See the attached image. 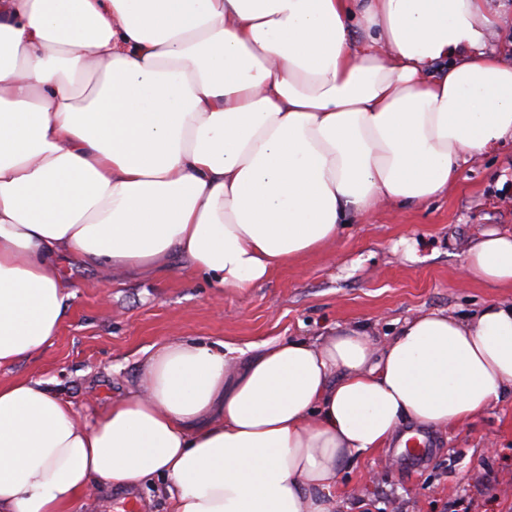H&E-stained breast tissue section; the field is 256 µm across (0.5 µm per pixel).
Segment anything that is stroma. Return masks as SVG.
<instances>
[{"label": "stroma", "mask_w": 512, "mask_h": 512, "mask_svg": "<svg viewBox=\"0 0 512 512\" xmlns=\"http://www.w3.org/2000/svg\"><path fill=\"white\" fill-rule=\"evenodd\" d=\"M512 226V143L464 165L443 199L385 206L347 225L336 243L239 295L217 299L196 275L139 279L64 261L70 297L58 335L32 358L0 367V381L55 380L77 408L100 407L137 384L155 344L172 336L239 349L291 336L315 338L360 322L379 343L408 318L441 311L469 319L508 288L464 280L460 262L484 232ZM430 454L415 465L395 447L345 463L332 493L336 512H512V395L484 417L425 430ZM158 481L91 485L75 512H165Z\"/></svg>", "instance_id": "35a3bbf8"}]
</instances>
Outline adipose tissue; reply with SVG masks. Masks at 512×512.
Listing matches in <instances>:
<instances>
[{
  "label": "adipose tissue",
  "mask_w": 512,
  "mask_h": 512,
  "mask_svg": "<svg viewBox=\"0 0 512 512\" xmlns=\"http://www.w3.org/2000/svg\"><path fill=\"white\" fill-rule=\"evenodd\" d=\"M490 0H0V367L57 336L64 260L244 293L512 140ZM93 80L89 93L80 79ZM464 279L512 289V229ZM512 391V301L237 352L171 337L92 417L0 381V512L164 483L169 512H334L343 462Z\"/></svg>",
  "instance_id": "ef3b65f1"
}]
</instances>
